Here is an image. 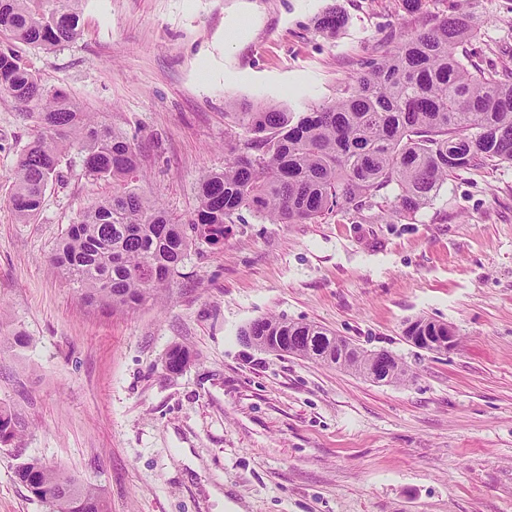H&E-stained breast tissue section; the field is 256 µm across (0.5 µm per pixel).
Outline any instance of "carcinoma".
Returning a JSON list of instances; mask_svg holds the SVG:
<instances>
[{"label": "carcinoma", "mask_w": 512, "mask_h": 512, "mask_svg": "<svg viewBox=\"0 0 512 512\" xmlns=\"http://www.w3.org/2000/svg\"><path fill=\"white\" fill-rule=\"evenodd\" d=\"M83 0H0V32L11 40L53 49L80 34ZM344 19L335 9L317 27L336 35ZM478 21L461 12L401 40L347 78L342 96L306 112L276 104L237 112L242 130L224 169L198 183V206L185 222L131 187L139 179L137 152L126 133L102 124L62 91L48 92L11 47L0 46V94L37 109L39 136L19 157L12 209L22 223L40 213L45 190L59 177L70 149L84 154L89 175L112 180V194L80 214L60 237L52 260L86 303L123 313L168 286L198 244L218 248L232 216L242 209L270 224L312 223L359 209L392 188L388 218L427 206L448 178L489 163L512 164V78L461 57L459 44L476 35ZM241 335L276 355L292 354L325 365L347 340L316 323L268 316ZM406 336H446L448 325L420 317ZM346 357L339 367L360 376L379 369L387 384L408 378L398 359L379 365ZM185 349L166 364L181 370ZM22 434L17 418L0 408V445ZM38 475L52 512H106L95 488L37 461L17 476Z\"/></svg>", "instance_id": "cac0c4a2"}]
</instances>
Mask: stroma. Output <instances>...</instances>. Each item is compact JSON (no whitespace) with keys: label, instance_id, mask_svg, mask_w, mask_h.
Returning a JSON list of instances; mask_svg holds the SVG:
<instances>
[{"label":"stroma","instance_id":"35a3bbf8","mask_svg":"<svg viewBox=\"0 0 512 512\" xmlns=\"http://www.w3.org/2000/svg\"><path fill=\"white\" fill-rule=\"evenodd\" d=\"M331 7L345 23L329 37L316 19ZM461 9L482 21L464 54L511 70L512 0L413 14L394 0H85L75 41L14 48L47 90L133 138L138 191L185 220L238 137L233 113L333 101L362 60ZM235 19L245 34L229 42ZM38 133L0 96V407L23 430L0 447V512H50L16 477L32 459L91 484L108 512H512V165L461 172L391 222L388 189L314 223L241 210L221 248L197 245L169 288L114 313L51 260L112 192L77 150L35 223L16 220L14 167ZM270 315L388 350L409 377L375 384L242 340ZM419 316L452 326L456 348L407 342ZM176 345L191 359L173 373Z\"/></svg>","mask_w":512,"mask_h":512}]
</instances>
